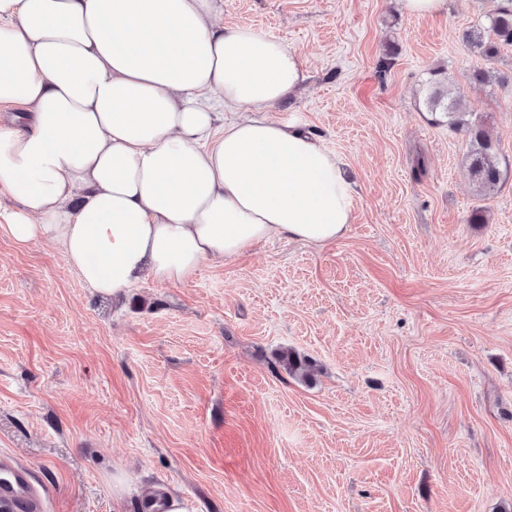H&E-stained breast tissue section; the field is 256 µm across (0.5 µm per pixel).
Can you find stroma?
<instances>
[{
	"label": "stroma",
	"instance_id": "35a3bbf8",
	"mask_svg": "<svg viewBox=\"0 0 512 512\" xmlns=\"http://www.w3.org/2000/svg\"><path fill=\"white\" fill-rule=\"evenodd\" d=\"M498 2L224 0L220 23L301 59L272 115L342 160L356 221L336 242L274 238L104 298L56 243L0 231V453L44 512H143L161 492L192 512L512 505V81L471 80L512 78V46L488 59L462 39ZM434 71L496 142L487 195L464 135L424 107ZM402 10L413 17L439 15L448 9L447 0H398ZM278 362L290 374L308 381L311 377L312 365L310 360L300 356L293 350H283L280 352Z\"/></svg>",
	"mask_w": 512,
	"mask_h": 512
}]
</instances>
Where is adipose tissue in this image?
I'll return each mask as SVG.
<instances>
[{
	"label": "adipose tissue",
	"mask_w": 512,
	"mask_h": 512,
	"mask_svg": "<svg viewBox=\"0 0 512 512\" xmlns=\"http://www.w3.org/2000/svg\"><path fill=\"white\" fill-rule=\"evenodd\" d=\"M224 0H0L5 229L50 240L100 295L189 280L274 237L336 241L356 219L340 158L270 109L298 54Z\"/></svg>",
	"instance_id": "adipose-tissue-1"
}]
</instances>
